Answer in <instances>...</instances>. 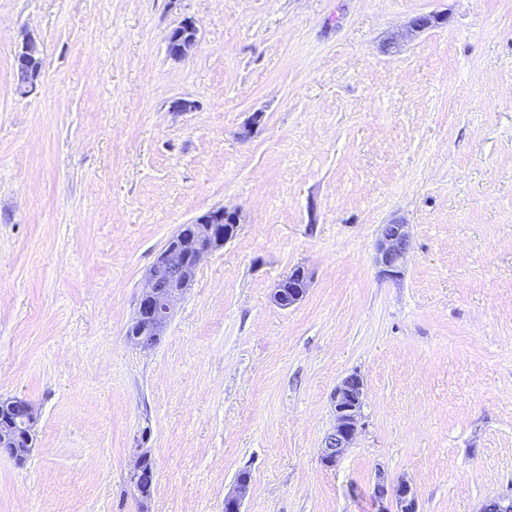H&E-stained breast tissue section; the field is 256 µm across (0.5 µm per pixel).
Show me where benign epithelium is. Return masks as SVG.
<instances>
[{"label": "benign epithelium", "mask_w": 512, "mask_h": 512, "mask_svg": "<svg viewBox=\"0 0 512 512\" xmlns=\"http://www.w3.org/2000/svg\"><path fill=\"white\" fill-rule=\"evenodd\" d=\"M175 29L166 35V48L170 58L181 60L197 45L199 29L186 41L174 40ZM239 215L224 208L212 210L190 224H182L167 241L162 251L147 269L139 295L131 335L136 336V327H150L152 340H138L136 345L142 349H151L157 344L155 337L163 335L175 302L190 287L201 260L224 247L238 227ZM411 233L409 225L392 221L381 225L376 245V262L381 272L391 278L401 273L407 261ZM308 282L301 269L292 271L278 283L273 292V301L282 308H289L302 300L306 289L295 282ZM364 397V381L356 373L350 374L338 383L331 395L336 424L325 437L320 449L323 465H335L350 448L357 429L358 416ZM19 407L25 446L11 444L9 435L0 436V454L19 459L32 452L31 436L38 421L35 406L27 399L15 401ZM250 479L236 478L233 488L224 496V512H241V503L246 495ZM397 512H416V502L411 488L404 482L394 490Z\"/></svg>", "instance_id": "obj_1"}]
</instances>
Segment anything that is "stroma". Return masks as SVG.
I'll return each instance as SVG.
<instances>
[{
  "instance_id": "stroma-1",
  "label": "stroma",
  "mask_w": 512,
  "mask_h": 512,
  "mask_svg": "<svg viewBox=\"0 0 512 512\" xmlns=\"http://www.w3.org/2000/svg\"><path fill=\"white\" fill-rule=\"evenodd\" d=\"M186 18L199 41L174 60ZM27 35L42 70L23 95ZM220 207L236 235L137 347L146 270ZM394 219L397 279L374 260ZM298 267L307 292L280 308ZM354 372L358 433L327 467ZM12 397L39 420L24 467L0 455V512H138L139 449L149 512H224L244 470L243 512H396L380 473L418 512L512 494V0H0ZM181 24V23H180ZM171 28L166 35V48L170 58L174 60H181L185 58L198 43V32L196 24H194V35L186 41L176 42L173 38L175 30L180 26ZM410 240L409 224L392 221L381 225L376 245V262L384 275L391 278L399 276L407 261ZM296 281L304 282L305 288L296 286ZM307 287L308 279L305 272L299 268L295 269L288 274L285 279L278 283L273 292V301L282 308H290L302 300L306 294ZM363 397L364 381L356 373L346 376L336 385L331 395L336 424L320 449L323 465H335L350 448L358 429Z\"/></svg>"
}]
</instances>
